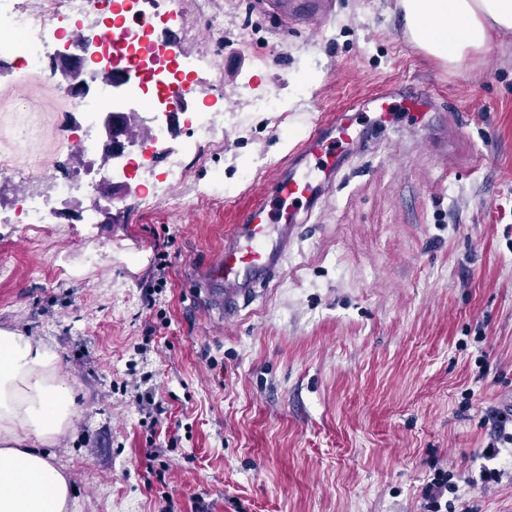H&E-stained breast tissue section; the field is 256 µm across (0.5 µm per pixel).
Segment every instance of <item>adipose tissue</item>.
<instances>
[{
  "mask_svg": "<svg viewBox=\"0 0 512 512\" xmlns=\"http://www.w3.org/2000/svg\"><path fill=\"white\" fill-rule=\"evenodd\" d=\"M412 44L455 67L512 32V0H397ZM44 344L0 329V512H68L72 486L42 452L75 414Z\"/></svg>",
  "mask_w": 512,
  "mask_h": 512,
  "instance_id": "ef3b65f1",
  "label": "adipose tissue"
}]
</instances>
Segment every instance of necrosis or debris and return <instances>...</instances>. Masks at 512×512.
<instances>
[{
  "label": "necrosis or debris",
  "mask_w": 512,
  "mask_h": 512,
  "mask_svg": "<svg viewBox=\"0 0 512 512\" xmlns=\"http://www.w3.org/2000/svg\"><path fill=\"white\" fill-rule=\"evenodd\" d=\"M108 0H47L41 10H33L28 0H0V65L10 55H22L27 68L47 71L52 47L59 38V18L73 21L74 33H82L85 18L107 8ZM120 16H131L125 28L127 47L121 64H114L110 46H103L100 57L91 58L84 70L85 95L71 94L66 83L58 88L65 95L71 111L84 118V128L78 139L87 156L103 151L100 130L102 111L117 99H139L148 108L169 101L168 89L173 85L193 86L194 75L200 68L211 66L221 56L215 48L196 56H183L162 50L154 37L153 18L140 9L137 0H120ZM29 185L20 212L24 223L47 224L56 218L66 202L73 200L84 188L97 190L101 184L98 171L90 167H72L47 175L39 160L16 165L0 157V178Z\"/></svg>",
  "instance_id": "1"
}]
</instances>
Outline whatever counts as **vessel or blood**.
I'll use <instances>...</instances> for the list:
<instances>
[{
    "mask_svg": "<svg viewBox=\"0 0 512 512\" xmlns=\"http://www.w3.org/2000/svg\"><path fill=\"white\" fill-rule=\"evenodd\" d=\"M333 0H282L292 16L321 20ZM357 139L350 118L337 115L319 124L291 155L257 206L242 211L224 250L207 269L212 299L222 304L225 318L238 316L254 282L273 279L299 225L307 223L321 199L331 190Z\"/></svg>",
    "mask_w": 512,
    "mask_h": 512,
    "instance_id": "vessel-or-blood-1",
    "label": "vessel or blood"
}]
</instances>
